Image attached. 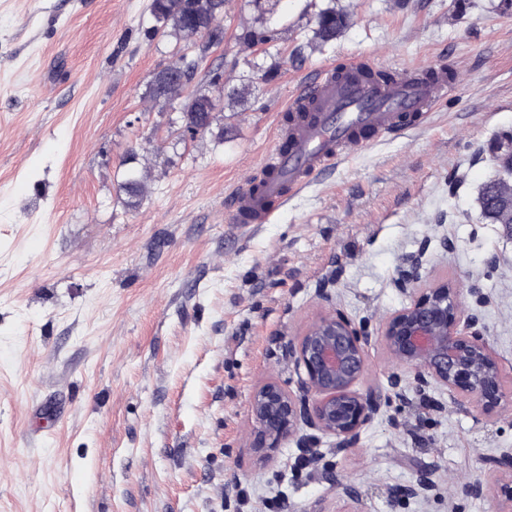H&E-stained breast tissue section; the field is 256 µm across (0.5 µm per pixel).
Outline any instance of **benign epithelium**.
Here are the masks:
<instances>
[{"label":"benign epithelium","mask_w":512,"mask_h":512,"mask_svg":"<svg viewBox=\"0 0 512 512\" xmlns=\"http://www.w3.org/2000/svg\"><path fill=\"white\" fill-rule=\"evenodd\" d=\"M426 248L403 256L394 287L409 303L385 318L379 327L389 358L405 369L394 372L387 387L360 393L354 389L368 369L373 331L367 318L352 319L334 309L322 314L297 340L288 341V359L304 369L297 390L269 379L251 394L248 410L254 422L252 447L272 451L296 444L300 466L324 459L307 427L336 437V448L358 447L364 427L382 410L405 399L411 390L422 399L439 385L448 391V410L474 413L476 422L494 425L512 416V389L505 385L502 364L480 314L463 306V291L486 304L489 298L463 280L420 287ZM512 504V449L479 457V467L460 486L466 497L480 498L491 485ZM403 498H444L443 481L418 471L412 484L389 491Z\"/></svg>","instance_id":"obj_1"}]
</instances>
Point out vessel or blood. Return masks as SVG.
I'll return each mask as SVG.
<instances>
[{
  "label": "vessel or blood",
  "instance_id": "1",
  "mask_svg": "<svg viewBox=\"0 0 512 512\" xmlns=\"http://www.w3.org/2000/svg\"><path fill=\"white\" fill-rule=\"evenodd\" d=\"M372 69L357 59L344 73L323 68L300 82L288 101L290 121L263 159L259 184L241 194L237 222L266 223L309 178L326 175L354 148L404 128L405 114L430 111L454 88L443 67L428 73L403 68L385 83L368 80Z\"/></svg>",
  "mask_w": 512,
  "mask_h": 512
}]
</instances>
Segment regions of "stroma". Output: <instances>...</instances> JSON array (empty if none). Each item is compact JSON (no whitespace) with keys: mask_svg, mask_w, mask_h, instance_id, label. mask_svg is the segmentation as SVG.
Wrapping results in <instances>:
<instances>
[{"mask_svg":"<svg viewBox=\"0 0 512 512\" xmlns=\"http://www.w3.org/2000/svg\"><path fill=\"white\" fill-rule=\"evenodd\" d=\"M150 4L0 0V512H448L387 490L419 467L471 475L478 454L512 448V422L482 430L413 396L350 452L321 436L328 470H298L295 445L270 461L250 448L247 403L268 379L296 388L284 347L323 312L322 282L335 278L343 313L380 322L407 302L392 285L399 259L423 245L424 283L467 275L492 296L481 313L512 386V240L479 204L499 171L490 148L512 131V7L277 0L267 17L225 0L224 41L197 83L222 71L244 100L191 138L149 95L176 44L152 31ZM328 7L349 23L319 47ZM265 27L281 34L268 49L239 42ZM357 57L449 67L454 90L267 223H236L293 89ZM133 149L153 179L131 207ZM229 482L244 510L225 500Z\"/></svg>","mask_w":512,"mask_h":512,"instance_id":"obj_1","label":"stroma"}]
</instances>
